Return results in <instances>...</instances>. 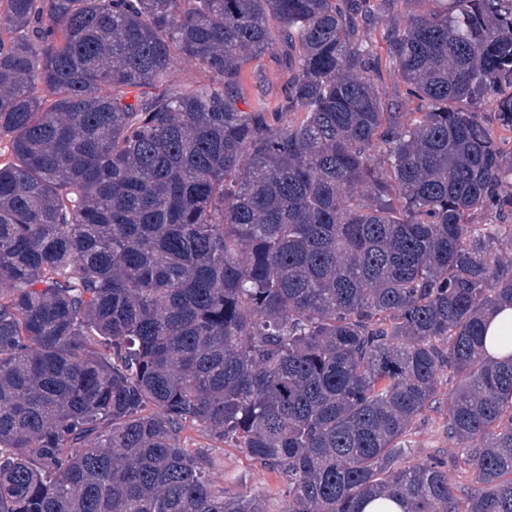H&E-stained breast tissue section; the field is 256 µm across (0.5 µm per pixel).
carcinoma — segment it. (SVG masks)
<instances>
[{"instance_id": "obj_1", "label": "carcinoma", "mask_w": 512, "mask_h": 512, "mask_svg": "<svg viewBox=\"0 0 512 512\" xmlns=\"http://www.w3.org/2000/svg\"><path fill=\"white\" fill-rule=\"evenodd\" d=\"M387 9L0 0V512H270L213 488L188 423L278 472L283 512H512V357L485 349L512 163L478 114L512 133V0ZM279 44L284 99L241 109ZM445 368L462 495L400 464Z\"/></svg>"}]
</instances>
